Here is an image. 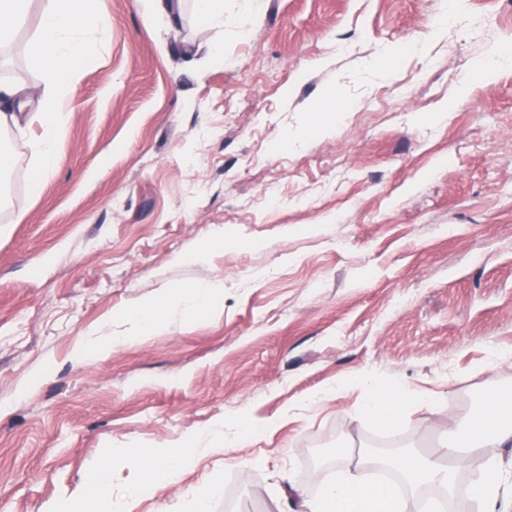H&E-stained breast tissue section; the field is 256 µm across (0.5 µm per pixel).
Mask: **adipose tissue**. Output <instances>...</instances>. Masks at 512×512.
I'll return each instance as SVG.
<instances>
[{
	"label": "adipose tissue",
	"instance_id": "adipose-tissue-1",
	"mask_svg": "<svg viewBox=\"0 0 512 512\" xmlns=\"http://www.w3.org/2000/svg\"><path fill=\"white\" fill-rule=\"evenodd\" d=\"M39 15L31 41L34 61L40 70L39 87L13 84L0 88V131L18 126L39 125L29 141L36 162V179L46 178L53 170L61 136L59 117L72 104L75 75L97 56L94 34L106 32V19L96 11L91 0H0V47L10 44L23 28L30 12ZM411 402L401 389L382 390L369 387L363 409L387 425H394ZM456 429H448V440L436 459H426L402 452L387 459L386 464L405 477L411 486H437L453 491L454 473L447 459L460 452L479 454L489 447H512V398L493 397L481 412L465 423L464 439H457ZM195 458L193 449L173 450L163 455L159 466L151 470L148 482H141L139 462H131L135 475L126 501V512H134L144 489L164 488L170 477ZM373 460L359 458L354 468L337 473L335 480L324 483L314 497L300 494L280 497L274 512H441L439 504L415 503L410 497L391 499L385 487L371 480ZM478 512H512V492L502 486L497 468H490L485 478L471 491Z\"/></svg>",
	"mask_w": 512,
	"mask_h": 512
}]
</instances>
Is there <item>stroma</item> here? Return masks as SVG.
Listing matches in <instances>:
<instances>
[{
    "label": "stroma",
    "mask_w": 512,
    "mask_h": 512,
    "mask_svg": "<svg viewBox=\"0 0 512 512\" xmlns=\"http://www.w3.org/2000/svg\"><path fill=\"white\" fill-rule=\"evenodd\" d=\"M96 6L111 28L52 174L0 134V512H67L98 469L117 512L127 458L190 441L137 512H271L512 395V67L474 72L512 30L501 0L438 32L434 0H224L209 28L192 0L175 24ZM38 19L0 82L38 84ZM218 282L146 337L127 312ZM362 372L434 405L383 431ZM257 419L274 426L228 445Z\"/></svg>",
    "instance_id": "stroma-1"
}]
</instances>
